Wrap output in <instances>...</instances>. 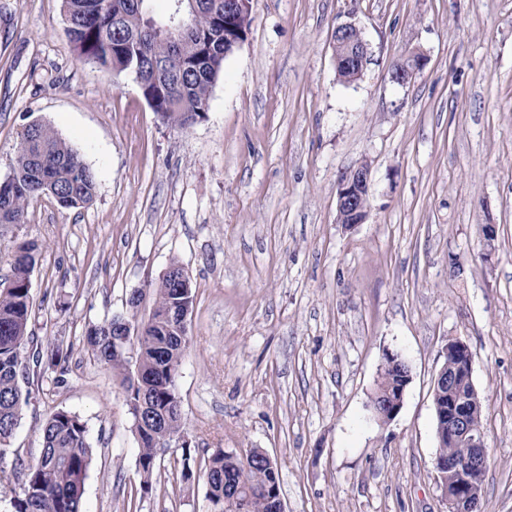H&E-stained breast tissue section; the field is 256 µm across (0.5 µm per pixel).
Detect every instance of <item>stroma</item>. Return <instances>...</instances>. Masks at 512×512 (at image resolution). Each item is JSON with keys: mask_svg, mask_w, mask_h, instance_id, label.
Here are the masks:
<instances>
[{"mask_svg": "<svg viewBox=\"0 0 512 512\" xmlns=\"http://www.w3.org/2000/svg\"><path fill=\"white\" fill-rule=\"evenodd\" d=\"M350 21L369 58L345 84L334 31ZM414 50L425 67L393 82ZM34 122L97 190L79 209L39 196L0 230V278L19 244L38 245L30 327L43 350L69 349L64 383L48 371L27 387L0 512L60 409L94 449L82 512H208L205 461L252 448L275 461L286 512H448L431 389L452 339L472 351L484 410L482 512H512V0H254L247 41L187 130L129 74L79 55L62 0H0V179ZM363 162L368 217L345 226L339 182ZM175 259L195 291L177 379L186 427L144 493L121 378L83 335L147 317L151 300L127 301ZM390 352L412 381L381 424L369 400Z\"/></svg>", "mask_w": 512, "mask_h": 512, "instance_id": "35a3bbf8", "label": "stroma"}]
</instances>
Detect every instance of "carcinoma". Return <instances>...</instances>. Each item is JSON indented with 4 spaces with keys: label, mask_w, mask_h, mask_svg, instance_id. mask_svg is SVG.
Returning a JSON list of instances; mask_svg holds the SVG:
<instances>
[{
    "label": "carcinoma",
    "mask_w": 512,
    "mask_h": 512,
    "mask_svg": "<svg viewBox=\"0 0 512 512\" xmlns=\"http://www.w3.org/2000/svg\"><path fill=\"white\" fill-rule=\"evenodd\" d=\"M67 33L79 55L106 70L134 73L152 109L166 122L187 129L210 110L215 79L224 71V0H196L182 8L189 30L175 41L158 36L165 25L149 13L148 0H63ZM97 179L48 125L33 123L20 134L9 176L0 181V224L23 222L31 201L48 195L63 208L77 209L93 201ZM35 246H19L11 275L0 281V447H7L20 420L22 389L28 361L65 373L68 351L58 345L43 355L29 331L32 304L27 282ZM194 304L193 288H179L165 277L153 289V305L136 339L137 358L130 364L126 349L112 343V321L88 329L87 350L122 376L126 400L136 424L140 489L152 488L159 452L183 430L178 410L177 369L187 351L177 313ZM406 369L399 357L384 365L371 397L395 393ZM42 453L29 467L24 496L13 501L14 512H81L82 486L92 462L88 430L79 415L54 412L41 430ZM233 458L219 449L205 464L207 498L217 509L224 496L242 487L250 493L248 512H272L270 493L279 489L278 469L264 462L257 449Z\"/></svg>",
    "instance_id": "obj_1"
}]
</instances>
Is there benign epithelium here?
<instances>
[{
    "instance_id": "obj_1",
    "label": "benign epithelium",
    "mask_w": 512,
    "mask_h": 512,
    "mask_svg": "<svg viewBox=\"0 0 512 512\" xmlns=\"http://www.w3.org/2000/svg\"><path fill=\"white\" fill-rule=\"evenodd\" d=\"M254 0H224V28L231 29L233 16L250 13ZM426 65L424 54L416 51L396 65L391 79L401 85L411 82ZM370 165L359 164L342 176L337 194V221L346 226L362 224L367 218L368 208L363 200L368 197ZM116 335L127 355L136 357L135 340L140 335V325L130 322L118 327ZM447 351L455 358L451 366L444 365L434 378L432 392L438 419V439L441 442L461 441L470 448L463 459H436L435 470L448 499V512H479L482 486L477 474L487 466V448L484 433L475 434L467 422L468 404L472 401L469 392L475 390L472 381V354L462 340L448 343ZM411 373L401 380L396 396L385 403L383 412L386 421H392L400 412Z\"/></svg>"
}]
</instances>
